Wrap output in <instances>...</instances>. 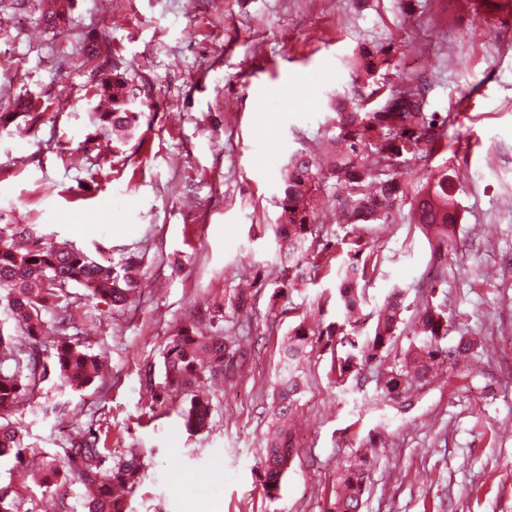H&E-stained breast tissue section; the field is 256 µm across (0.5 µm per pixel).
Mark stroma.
Returning <instances> with one entry per match:
<instances>
[{"instance_id":"1","label":"stroma","mask_w":512,"mask_h":512,"mask_svg":"<svg viewBox=\"0 0 512 512\" xmlns=\"http://www.w3.org/2000/svg\"><path fill=\"white\" fill-rule=\"evenodd\" d=\"M64 31L35 15L0 11V113L33 102L37 121L0 125V227L29 224L94 259L138 262V291L119 311L71 290L78 338L105 356L102 382L64 393L38 384L13 418L26 447L63 457L74 434L96 426L113 456L144 446L132 512H324L338 472L370 449L361 512H512V0H69ZM96 44L98 59L86 55ZM387 50L370 108L403 92L448 119L447 146L407 154L396 167L404 198L383 224H342L334 188L315 221L334 264L362 247L375 266L355 327L370 335L392 288L407 291L395 351L414 340L416 315L442 305L444 346L475 336L455 365L395 401L382 400L376 363L358 385H339L317 342L304 372L300 447L277 497L257 466L273 430L266 408L291 327L339 321L335 271L305 264L282 288L270 230L282 167L300 149L326 159L337 96L352 92L368 52ZM119 59L138 89L139 127L101 137L91 98L97 61ZM459 202L454 245L436 258L417 228L416 198L440 177ZM436 282L435 293L426 286ZM247 287L251 309L224 310L241 358L193 391L212 400L208 430L189 434L180 396L153 406L160 354L178 328L216 298ZM64 400L59 415L42 405ZM57 488L0 461V489L19 512L79 507L78 478Z\"/></svg>"}]
</instances>
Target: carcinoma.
<instances>
[{"instance_id":"cac0c4a2","label":"carcinoma","mask_w":512,"mask_h":512,"mask_svg":"<svg viewBox=\"0 0 512 512\" xmlns=\"http://www.w3.org/2000/svg\"><path fill=\"white\" fill-rule=\"evenodd\" d=\"M39 20L50 30L63 29L64 12L41 11ZM137 88L130 84L119 63L107 66L96 92L112 99V111L96 114L97 128L103 134L126 138L134 134L139 112L132 107ZM336 136L328 171L320 168L316 156L298 150L284 166L283 186L277 202L280 208L273 225L274 241L281 260L288 267L299 266L300 259L320 237L315 222L313 201L327 182L336 188L339 218L344 224L386 221L402 199V182L394 170L405 154L417 153L442 141L438 116L424 110L418 94L392 95L385 104L367 111L359 95L336 99ZM418 223L427 238L434 240V254L442 256L454 243L457 220L455 198L448 192V177L438 179L416 206ZM134 261L103 265L81 248L49 242L29 225L0 227V458L25 466V447L21 427L11 420L19 401L33 393L35 386L56 375L65 387L83 391L101 380L103 372L95 355L79 339L68 333L69 288L80 286L88 294L114 309L124 307L136 288L132 274ZM368 264L352 260L336 267L338 305L344 315L363 304ZM405 291L394 288L378 308L373 335L364 342L358 336L344 335L340 343L351 351L332 357L331 370L336 381L346 384L359 375L360 362H384L402 324ZM55 314L51 328L43 315ZM224 304L218 303L208 315L209 329L182 326L169 339L162 352L163 382L148 391L154 404H162L169 393L194 385L206 374L224 370L237 348L231 336H215L223 330ZM340 325L317 331L301 320L291 328L280 349L279 369L272 394L271 409L278 426L268 438L260 456V478L266 494L279 490L296 455L294 416L305 392L301 360L313 345L314 336L332 338ZM418 340L395 355L393 363L379 372V392L396 400L411 381H426L438 364H449L472 350L477 339L461 338L448 349L441 340L448 335V316L444 309L428 305L418 315ZM212 403L193 395L184 401L180 415L187 431L208 428ZM153 450L130 448L124 456L111 460L101 446L100 431L90 426L85 434L70 443L65 452L66 470L54 461L45 464L43 479L51 486L76 475L89 489L82 503L83 512H130V498L140 486L141 472ZM371 456H356L336 478L334 497L325 512H360L364 493V474Z\"/></svg>"}]
</instances>
